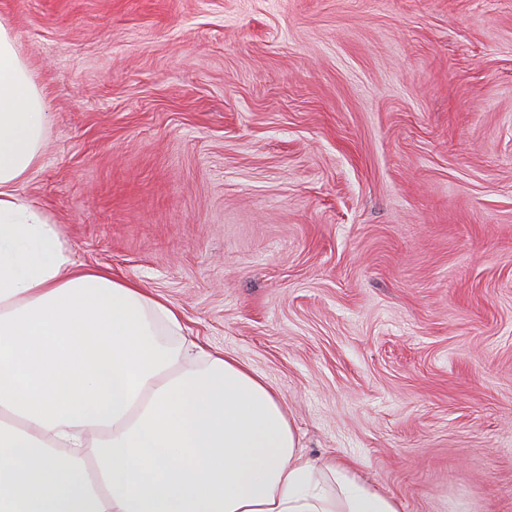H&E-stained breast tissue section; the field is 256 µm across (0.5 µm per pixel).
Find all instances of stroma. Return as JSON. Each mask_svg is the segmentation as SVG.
Masks as SVG:
<instances>
[{"label":"stroma","instance_id":"1","mask_svg":"<svg viewBox=\"0 0 512 512\" xmlns=\"http://www.w3.org/2000/svg\"><path fill=\"white\" fill-rule=\"evenodd\" d=\"M18 187L403 512H512V0H0Z\"/></svg>","mask_w":512,"mask_h":512}]
</instances>
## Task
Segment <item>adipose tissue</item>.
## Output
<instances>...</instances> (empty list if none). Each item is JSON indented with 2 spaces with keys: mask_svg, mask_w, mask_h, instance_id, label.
<instances>
[{
  "mask_svg": "<svg viewBox=\"0 0 512 512\" xmlns=\"http://www.w3.org/2000/svg\"><path fill=\"white\" fill-rule=\"evenodd\" d=\"M47 122L0 20V512H402L306 459L278 393L164 299L76 264L17 192Z\"/></svg>",
  "mask_w": 512,
  "mask_h": 512,
  "instance_id": "adipose-tissue-1",
  "label": "adipose tissue"
}]
</instances>
